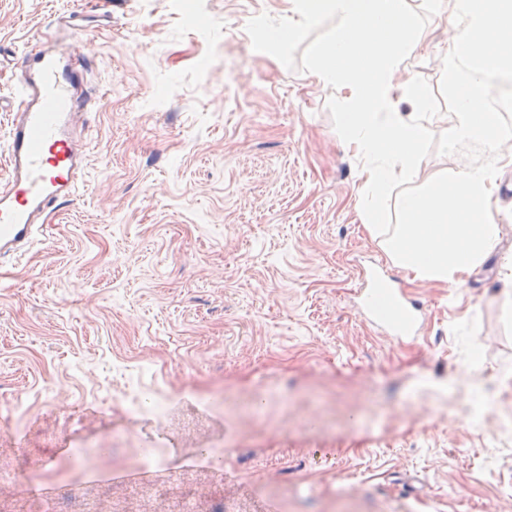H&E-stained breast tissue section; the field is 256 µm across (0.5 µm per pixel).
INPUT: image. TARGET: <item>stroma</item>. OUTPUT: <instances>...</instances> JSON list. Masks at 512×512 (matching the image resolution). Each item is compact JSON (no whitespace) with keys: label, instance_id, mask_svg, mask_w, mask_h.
Listing matches in <instances>:
<instances>
[{"label":"stroma","instance_id":"obj_1","mask_svg":"<svg viewBox=\"0 0 512 512\" xmlns=\"http://www.w3.org/2000/svg\"><path fill=\"white\" fill-rule=\"evenodd\" d=\"M425 47L405 58L436 115L415 184L479 145H444L453 30L408 0ZM292 0H0V136L19 52L65 13L93 64L89 172L21 261H0V467L42 474L70 512H512V165L498 173L499 244L452 284L389 265L360 217L359 160L340 94L311 74L335 19L287 49ZM388 265L420 301L419 337L396 342L354 307L364 267ZM480 348L477 365L468 358ZM163 417L129 419L131 385ZM493 399L475 430L449 396ZM173 468L139 483L70 466Z\"/></svg>","mask_w":512,"mask_h":512}]
</instances>
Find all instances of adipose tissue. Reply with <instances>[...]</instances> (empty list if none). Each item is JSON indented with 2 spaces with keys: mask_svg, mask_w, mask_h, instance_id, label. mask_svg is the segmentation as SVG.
Listing matches in <instances>:
<instances>
[{
  "mask_svg": "<svg viewBox=\"0 0 512 512\" xmlns=\"http://www.w3.org/2000/svg\"><path fill=\"white\" fill-rule=\"evenodd\" d=\"M301 20L275 33L285 48L301 30L336 18L331 37L317 49L313 76L342 94L341 132L361 159V215L370 232L387 230L380 245L392 263L415 278L457 282L494 251L501 228L494 215L503 126L491 107L512 78V0H448L454 36L448 70L454 117L445 129L449 150L480 144L486 160L466 165L401 197L402 223L388 225L392 180L413 182L423 160L431 109L413 74L394 82L403 57L422 44L405 0H294Z\"/></svg>",
  "mask_w": 512,
  "mask_h": 512,
  "instance_id": "obj_1",
  "label": "adipose tissue"
}]
</instances>
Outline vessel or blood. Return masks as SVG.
Masks as SVG:
<instances>
[{"label":"vessel or blood","instance_id":"obj_1","mask_svg":"<svg viewBox=\"0 0 512 512\" xmlns=\"http://www.w3.org/2000/svg\"><path fill=\"white\" fill-rule=\"evenodd\" d=\"M89 59L75 43L72 18H59L52 33L23 54L17 79L18 106L0 139L9 175L0 182V259L23 257L52 214L73 200L84 185L88 144L83 130L99 97L88 83ZM374 272L359 288L368 320L399 341L416 338L423 323L420 303L390 289L398 312L378 313L372 295L383 284Z\"/></svg>","mask_w":512,"mask_h":512}]
</instances>
